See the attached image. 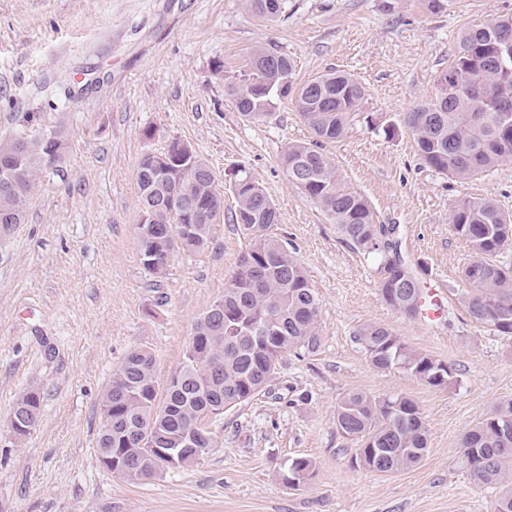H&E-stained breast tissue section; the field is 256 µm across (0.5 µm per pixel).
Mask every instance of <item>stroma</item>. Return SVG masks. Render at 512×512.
Listing matches in <instances>:
<instances>
[{
  "instance_id": "stroma-1",
  "label": "stroma",
  "mask_w": 512,
  "mask_h": 512,
  "mask_svg": "<svg viewBox=\"0 0 512 512\" xmlns=\"http://www.w3.org/2000/svg\"><path fill=\"white\" fill-rule=\"evenodd\" d=\"M511 14L512 0H288L287 17L270 22L245 0H0V143L66 129L63 160L39 172L23 223L0 235V512H491L496 489L474 486L458 456L464 433L512 400V339L457 301L473 254L449 215L483 197L512 213V162L464 181L438 173L403 117L434 97L465 30ZM257 46L293 59L298 82L333 67L362 84L360 111L320 150L376 223L399 225L411 268L436 276L447 293L438 324L389 308L375 265L289 182L283 153L314 139L292 100L260 121L237 112L214 69L239 73ZM174 140L205 160L217 189L241 168L263 185L280 213L270 235L294 249L319 295L321 344L288 355L268 393L226 411L194 465L133 483L97 452L112 371L147 348L167 385L248 246L224 218L164 277L143 268L136 169ZM234 206L226 192L225 210ZM371 323L452 366L455 382L375 369L354 339ZM30 390L41 418L19 437L7 418ZM351 392L417 403L429 429L418 465L383 475L352 464L335 419ZM301 456L316 473L293 488L280 470Z\"/></svg>"
}]
</instances>
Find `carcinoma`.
I'll use <instances>...</instances> for the list:
<instances>
[{"instance_id": "carcinoma-1", "label": "carcinoma", "mask_w": 512, "mask_h": 512, "mask_svg": "<svg viewBox=\"0 0 512 512\" xmlns=\"http://www.w3.org/2000/svg\"><path fill=\"white\" fill-rule=\"evenodd\" d=\"M288 0H246V7L268 21L287 13ZM512 42V16L465 31L454 62L441 77L449 83L469 71L482 78L481 121L470 94L424 100L405 114L426 166L468 179L512 161V104L503 101V84L512 88V57L501 60L498 47ZM293 62L267 47L252 49L240 75L224 74V87L246 120L271 115L276 101L294 96L303 122L320 142L343 136L349 116L360 110L363 87L350 75L329 72L293 87ZM52 144L43 138L19 137L0 144V164H16L14 185L0 188V225L12 229L22 223L36 173L47 163ZM172 165L168 174L151 168L141 158L137 172L139 209L153 238L138 248L150 274L163 277L178 250L193 252L209 242L211 225L224 216V195L215 188L216 176L193 148L179 140L163 151ZM288 181L316 203L341 239L377 263L378 290L383 301L406 318L420 313L422 283L401 261L396 225L378 224L363 196L345 190L334 163L306 143L288 146L283 158ZM229 190L237 201L231 212L249 240L237 270L224 288V297L197 320L193 345L186 347L179 369L165 388H159L151 350L129 351L113 370L101 396V424L97 451L100 462L112 457L108 468L131 482L154 478L163 467L195 462L216 443V420L210 409L235 408L267 390L280 360L294 353H314L320 346V300L305 269L283 242L267 234L280 214L264 187L243 172ZM196 207L191 232L180 231L176 215L181 205ZM455 234L465 239L475 257L461 271L458 300L469 317L491 330L512 337V264L495 260L512 241V216L491 197L462 199L451 210ZM372 366L403 369L430 386L454 382L453 368L413 351L382 325L370 324L355 336ZM40 393L28 392L12 408L17 422L35 428L39 422ZM336 429L357 444L355 464L376 473H396L417 465L429 444V430L420 408L406 396L370 397L353 392L336 404ZM512 400L496 405L486 418L465 432L461 463L478 486L498 489L492 512H512ZM206 435L195 448L187 439ZM315 474L312 460L299 457L287 463L282 480L298 486Z\"/></svg>"}]
</instances>
